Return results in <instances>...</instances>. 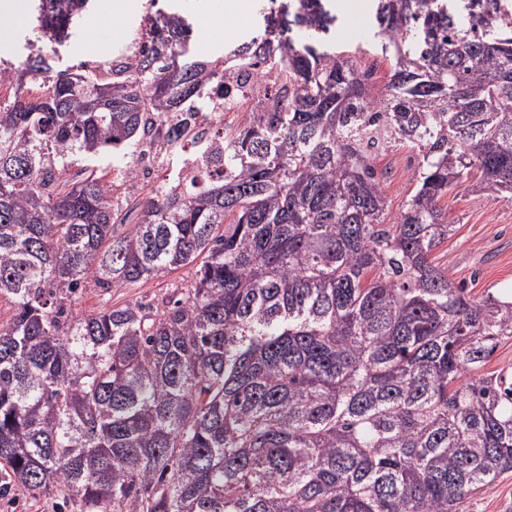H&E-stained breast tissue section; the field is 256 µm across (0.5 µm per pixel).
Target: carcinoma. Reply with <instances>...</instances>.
Wrapping results in <instances>:
<instances>
[{
    "label": "carcinoma",
    "instance_id": "obj_1",
    "mask_svg": "<svg viewBox=\"0 0 512 512\" xmlns=\"http://www.w3.org/2000/svg\"><path fill=\"white\" fill-rule=\"evenodd\" d=\"M0 67V485L60 512H464L512 472V295L435 250L455 189L512 199V0H375L384 93L334 0H259L220 58L149 0L128 54L59 68L88 0ZM224 111L210 130V101ZM233 114L228 120L226 116ZM417 151L389 214L377 157ZM191 148L212 169L174 172ZM167 166L139 182L145 155ZM151 303L72 304L186 266Z\"/></svg>",
    "mask_w": 512,
    "mask_h": 512
}]
</instances>
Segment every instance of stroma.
<instances>
[{
    "mask_svg": "<svg viewBox=\"0 0 512 512\" xmlns=\"http://www.w3.org/2000/svg\"><path fill=\"white\" fill-rule=\"evenodd\" d=\"M113 0H97L80 29L73 35V50L64 64L97 60L127 50L135 37L148 0H136L135 11L117 15ZM419 159L410 148L388 150L376 161L378 170L387 171L384 194L390 213L401 211L416 185ZM456 230L436 249L438 263L448 268L451 280L468 288L471 295L485 292H512V201L491 200L457 188L448 198ZM192 268L177 270L163 279L149 280L128 288H99L87 284L79 303L83 312L100 310L117 303L150 302L155 296L189 284Z\"/></svg>",
    "mask_w": 512,
    "mask_h": 512,
    "instance_id": "1",
    "label": "stroma"
}]
</instances>
